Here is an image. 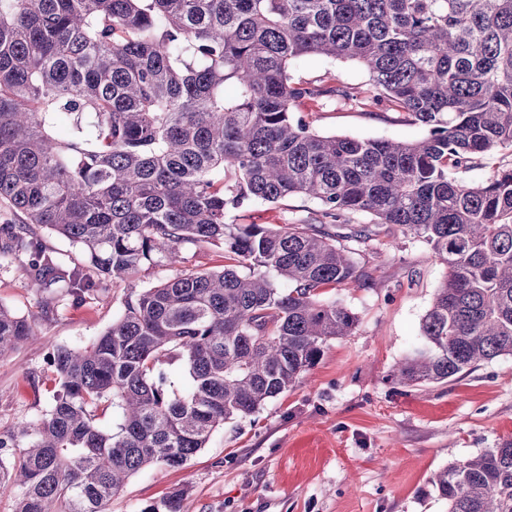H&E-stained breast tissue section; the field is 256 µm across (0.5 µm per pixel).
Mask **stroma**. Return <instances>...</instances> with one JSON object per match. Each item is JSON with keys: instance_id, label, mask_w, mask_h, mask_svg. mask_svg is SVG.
Listing matches in <instances>:
<instances>
[{"instance_id": "35a3bbf8", "label": "stroma", "mask_w": 512, "mask_h": 512, "mask_svg": "<svg viewBox=\"0 0 512 512\" xmlns=\"http://www.w3.org/2000/svg\"><path fill=\"white\" fill-rule=\"evenodd\" d=\"M289 72L297 81L370 85L354 60L307 56L293 60ZM297 113L328 135L416 141L428 134L384 102L305 99ZM319 209L291 196L253 203L228 219L291 224ZM354 261L364 285L335 291L358 317L352 335L329 340L293 388L225 423L182 467L152 466L130 477L107 512H140L176 488L188 492L185 512H448L432 475L512 439V358L444 383L392 381L393 365L421 344V321L446 268L396 226ZM131 291L130 283L116 282L104 295L51 304L21 262L0 265V303L37 317L36 336L0 359V432L51 408L59 384L46 363L48 350L89 345L122 314Z\"/></svg>"}]
</instances>
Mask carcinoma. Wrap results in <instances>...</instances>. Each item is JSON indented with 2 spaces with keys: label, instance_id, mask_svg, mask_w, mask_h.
Segmentation results:
<instances>
[{
  "label": "carcinoma",
  "instance_id": "obj_1",
  "mask_svg": "<svg viewBox=\"0 0 512 512\" xmlns=\"http://www.w3.org/2000/svg\"><path fill=\"white\" fill-rule=\"evenodd\" d=\"M354 59L371 88L295 82L304 56ZM386 101L416 142L323 135L295 116L326 93ZM512 0H0V264L26 259L52 298L80 300L185 246L224 244L221 270H181L135 295L86 348L55 346L52 408L0 433L15 512H106L139 470L183 466L228 420L288 391L358 318L332 290L375 224L446 266L422 347L393 379H458L512 357ZM317 201L307 224H230L252 202ZM372 224L339 229L346 216ZM85 263L62 268L40 230ZM352 243L349 251L338 241ZM0 304V359L36 335ZM189 376L174 390L175 369ZM112 404L105 430L96 410ZM448 512H512V441L438 471ZM175 489L140 512H184ZM510 150H502L493 153L481 161V164L466 172H460L456 175L459 180L468 184H477L483 182L490 176L497 166L510 164L512 161Z\"/></svg>",
  "mask_w": 512,
  "mask_h": 512
}]
</instances>
